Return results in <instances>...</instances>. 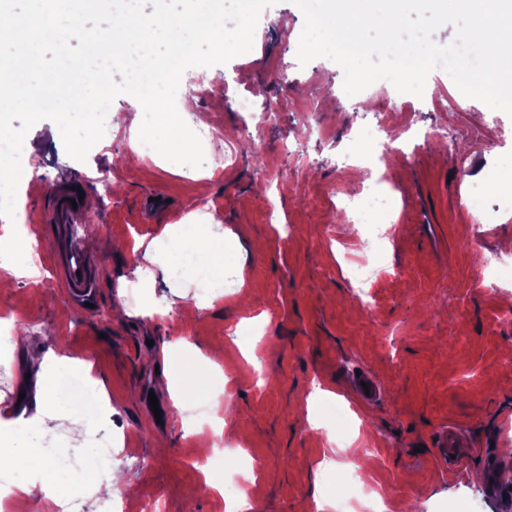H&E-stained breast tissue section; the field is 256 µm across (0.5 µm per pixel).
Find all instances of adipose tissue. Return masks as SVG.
<instances>
[{
	"label": "adipose tissue",
	"mask_w": 512,
	"mask_h": 512,
	"mask_svg": "<svg viewBox=\"0 0 512 512\" xmlns=\"http://www.w3.org/2000/svg\"><path fill=\"white\" fill-rule=\"evenodd\" d=\"M169 266L191 269L202 277L220 282L224 279V237L218 233L198 238L187 234L173 235L167 250ZM19 376L36 380V390L20 406L0 407V443L9 447L0 464L31 471V479L20 483L29 512H49L51 505L62 502L47 465L36 448L40 438L55 432L57 408L72 404L90 410L107 401L101 381L91 374L86 363L57 356L54 351L21 353L17 366Z\"/></svg>",
	"instance_id": "ef3b65f1"
}]
</instances>
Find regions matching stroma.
I'll return each mask as SVG.
<instances>
[{
    "mask_svg": "<svg viewBox=\"0 0 512 512\" xmlns=\"http://www.w3.org/2000/svg\"><path fill=\"white\" fill-rule=\"evenodd\" d=\"M304 17L290 0L264 9L249 53L218 66L216 89L200 99L177 97L186 113L223 127L208 147L217 176L202 179L184 166L133 157L114 143L123 132L135 141L143 119L138 101L118 96L111 105L121 123L109 127L86 162L70 158L54 122L27 132L24 146L39 157L33 176L20 182L32 225H40L52 191L78 181L92 200L83 241L99 262V302L76 308L45 268V284L0 269V308L22 323L13 347L0 354V393L15 399L21 348L54 350L91 364L112 402L109 411L85 415L77 436L61 419L56 437L71 467L58 469L63 484L78 487L86 512H100L93 440L113 436L111 468L132 478L126 512L140 497L160 494L166 512H226L248 493L255 512H326L336 485L353 472L390 494V512H451L455 501L481 491L480 512L512 505V324L498 314L512 310V210L477 229L465 203L468 171L485 170L501 195L483 198L493 209L512 195V118L487 127L483 102L461 95L442 70L432 71L422 98L402 111L394 92L372 85L356 95L343 89V70L317 58L300 65L296 42ZM239 73L260 112L274 120L244 124L236 96L223 90L228 69ZM398 124L414 120L415 146L395 159L393 178L404 205L393 239L383 245L386 271L375 290L373 311L357 299L361 275L359 235L337 211V189L355 194L362 172L339 171L336 151L350 128L365 125L374 107ZM323 129L319 139L308 126ZM164 203L155 222L139 214L142 198ZM209 224L224 233V262L245 282L250 297H203L198 279L166 271L160 240L187 225ZM155 245L152 263L142 248ZM152 273L139 284L132 271ZM497 266L501 290L481 287ZM163 302L165 315L145 317ZM199 304L196 318L183 304ZM185 339L208 361L223 346L220 372H209L201 403L176 410L168 380L159 373L163 348ZM256 347L258 365L242 351ZM381 394L363 399L361 378ZM337 394L335 403L308 407L314 385ZM157 405H150V398ZM462 428L469 444L446 467L434 454L440 429ZM215 445L211 468L220 470L222 494L202 490L197 448ZM246 455L251 468L232 467ZM333 465L323 466L325 456Z\"/></svg>",
    "mask_w": 512,
    "mask_h": 512,
    "instance_id": "stroma-1",
    "label": "stroma"
}]
</instances>
